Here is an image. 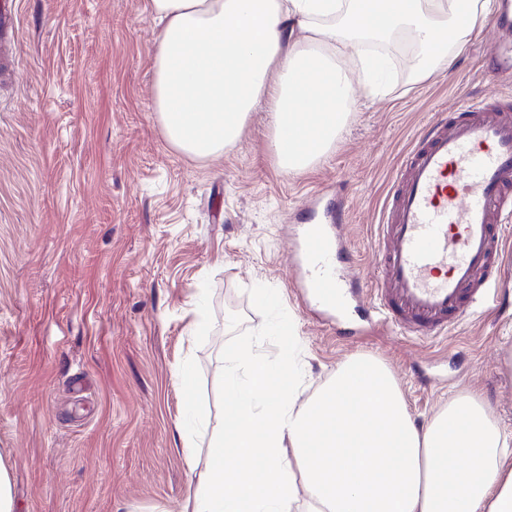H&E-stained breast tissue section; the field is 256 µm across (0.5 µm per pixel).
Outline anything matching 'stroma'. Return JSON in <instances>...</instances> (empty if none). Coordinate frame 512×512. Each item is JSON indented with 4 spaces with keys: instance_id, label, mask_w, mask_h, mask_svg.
Returning <instances> with one entry per match:
<instances>
[{
    "instance_id": "35a3bbf8",
    "label": "stroma",
    "mask_w": 512,
    "mask_h": 512,
    "mask_svg": "<svg viewBox=\"0 0 512 512\" xmlns=\"http://www.w3.org/2000/svg\"><path fill=\"white\" fill-rule=\"evenodd\" d=\"M159 35L146 0H21L0 81V459L14 512H182L211 445L203 432L184 449L186 402L221 423L225 355L243 346L295 359L303 404L364 354L416 422L469 391L512 429V264L501 306L432 338L386 325L367 288L346 317L323 318L288 270V227L318 187L344 197L349 271L373 279L404 152L465 103L512 97L487 67L495 31L430 80L397 65L357 89L345 126L299 172L278 166L262 112L220 156L176 150L153 110Z\"/></svg>"
}]
</instances>
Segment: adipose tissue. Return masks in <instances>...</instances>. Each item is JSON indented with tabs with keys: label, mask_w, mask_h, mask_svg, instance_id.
I'll return each instance as SVG.
<instances>
[{
	"label": "adipose tissue",
	"mask_w": 512,
	"mask_h": 512,
	"mask_svg": "<svg viewBox=\"0 0 512 512\" xmlns=\"http://www.w3.org/2000/svg\"><path fill=\"white\" fill-rule=\"evenodd\" d=\"M162 23L152 67L154 109L178 150L223 152L257 108L270 117L277 163L300 171L344 124L353 74H386L364 41L399 30L421 46L413 78L451 64L497 0H149ZM271 367L236 349L224 377V425L184 512H512V431L457 393L426 426L388 370L351 358L316 399L296 408ZM465 467H458V460Z\"/></svg>",
	"instance_id": "adipose-tissue-1"
}]
</instances>
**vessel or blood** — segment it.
<instances>
[{"label":"vessel or blood","instance_id":"vessel-or-blood-1","mask_svg":"<svg viewBox=\"0 0 512 512\" xmlns=\"http://www.w3.org/2000/svg\"><path fill=\"white\" fill-rule=\"evenodd\" d=\"M20 0H0V36L17 38ZM512 100L493 95L433 121L402 158L378 226L375 275L384 321L430 336L488 300L512 226ZM341 207L313 193L299 224L293 285L324 313L346 310L357 287L342 265Z\"/></svg>","mask_w":512,"mask_h":512}]
</instances>
